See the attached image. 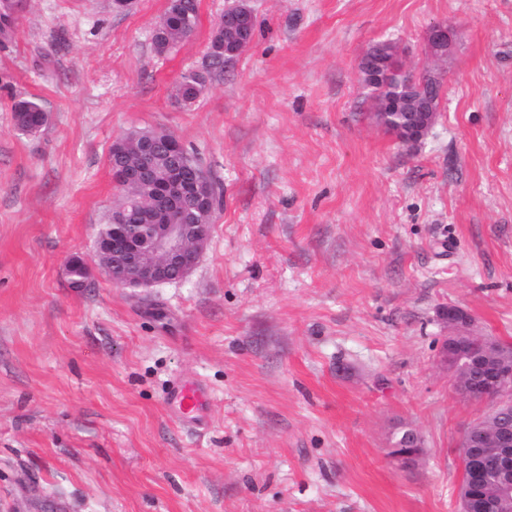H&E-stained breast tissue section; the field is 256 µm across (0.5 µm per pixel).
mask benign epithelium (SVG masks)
Returning a JSON list of instances; mask_svg holds the SVG:
<instances>
[{"label": "benign epithelium", "mask_w": 512, "mask_h": 512, "mask_svg": "<svg viewBox=\"0 0 512 512\" xmlns=\"http://www.w3.org/2000/svg\"><path fill=\"white\" fill-rule=\"evenodd\" d=\"M247 11L233 2L224 9V27H244ZM452 35L441 25L429 29V52L445 57ZM376 117L395 121V137L405 145L419 142L434 124L437 113L428 98L409 102L387 94L375 97ZM155 142L136 138L126 148L112 153L113 166L122 182L134 187L146 186L152 198L142 209L145 224H109L95 239V261L112 280L126 288H151L185 280L198 266L211 234L210 224H183L177 215V202L187 192H194L199 206L209 205L207 173L199 169L191 180L179 171L166 172L154 166ZM448 321V336L439 351V362L451 367L462 394L493 401V410L512 403V355L503 351L500 342L478 336L475 323L464 310L450 306L442 311ZM476 350L481 362L491 369L483 384L470 381L467 362L459 357L464 348ZM477 432L462 440L463 467L478 478L485 469L486 456L494 457L498 470L499 496L505 512H512V425L498 419L478 421Z\"/></svg>", "instance_id": "1"}]
</instances>
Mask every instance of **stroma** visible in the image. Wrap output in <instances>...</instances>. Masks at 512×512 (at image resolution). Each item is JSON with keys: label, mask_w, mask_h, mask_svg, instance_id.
Returning a JSON list of instances; mask_svg holds the SVG:
<instances>
[{"label": "stroma", "mask_w": 512, "mask_h": 512, "mask_svg": "<svg viewBox=\"0 0 512 512\" xmlns=\"http://www.w3.org/2000/svg\"><path fill=\"white\" fill-rule=\"evenodd\" d=\"M227 0L157 53L168 0H23L0 45V512H459L490 404L438 362L456 306L512 345V0H250L252 43L189 106ZM455 34L445 58L432 25ZM442 83L408 147L359 63ZM40 101L30 134L11 105ZM165 130L223 195L197 269L125 288L91 260L115 139ZM199 384L196 425L167 400ZM410 424L426 453L386 454ZM452 42V35L448 29L441 25H434L429 29L427 45L430 53L436 57H445L448 54V47ZM413 429L410 426H404L399 429L394 438L393 445H399L401 448L396 450H391L387 448L388 457L394 456L396 454L401 453H409L416 452L417 448H423V451L420 453L412 454V455H397L395 458H391L397 465L401 468H409L415 466L423 457L424 452V439L423 436L417 432L413 437V446L411 445L409 435ZM411 446L413 448H411Z\"/></svg>", "instance_id": "obj_1"}]
</instances>
